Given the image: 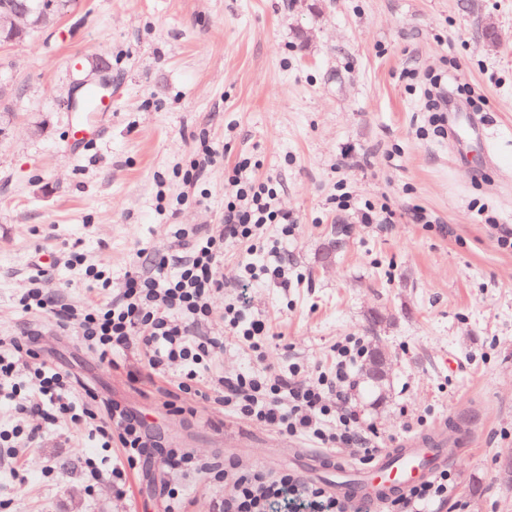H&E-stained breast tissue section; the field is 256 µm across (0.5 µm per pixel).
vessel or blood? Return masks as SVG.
Returning <instances> with one entry per match:
<instances>
[{
    "mask_svg": "<svg viewBox=\"0 0 512 512\" xmlns=\"http://www.w3.org/2000/svg\"><path fill=\"white\" fill-rule=\"evenodd\" d=\"M84 109L90 116L100 117L111 112L112 102L98 89L84 87ZM448 424L439 422L427 434L405 440L389 450L373 466L361 470L359 482L335 483L334 492L346 499L353 512H373L395 497L406 494L412 487L427 482L447 467L457 451L448 448Z\"/></svg>",
    "mask_w": 512,
    "mask_h": 512,
    "instance_id": "1",
    "label": "vessel or blood"
}]
</instances>
